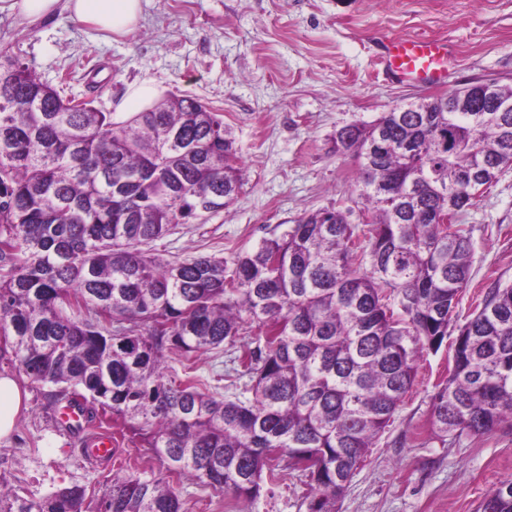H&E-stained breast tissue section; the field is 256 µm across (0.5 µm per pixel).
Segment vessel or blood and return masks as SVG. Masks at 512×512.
<instances>
[{
	"instance_id": "vessel-or-blood-1",
	"label": "vessel or blood",
	"mask_w": 512,
	"mask_h": 512,
	"mask_svg": "<svg viewBox=\"0 0 512 512\" xmlns=\"http://www.w3.org/2000/svg\"><path fill=\"white\" fill-rule=\"evenodd\" d=\"M387 67L400 80L440 84L444 81L446 47L428 39H391L386 47Z\"/></svg>"
}]
</instances>
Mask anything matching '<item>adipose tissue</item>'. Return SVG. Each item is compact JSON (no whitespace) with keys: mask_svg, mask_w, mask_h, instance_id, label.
Here are the masks:
<instances>
[{"mask_svg":"<svg viewBox=\"0 0 512 512\" xmlns=\"http://www.w3.org/2000/svg\"><path fill=\"white\" fill-rule=\"evenodd\" d=\"M9 8L33 21L63 8L78 22L116 35L132 32L141 18V0H9ZM27 399L12 375L0 373V441L12 435Z\"/></svg>","mask_w":512,"mask_h":512,"instance_id":"ef3b65f1","label":"adipose tissue"}]
</instances>
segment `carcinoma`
I'll list each match as a JSON object with an SVG mask.
<instances>
[{"label":"carcinoma","mask_w":512,"mask_h":512,"mask_svg":"<svg viewBox=\"0 0 512 512\" xmlns=\"http://www.w3.org/2000/svg\"><path fill=\"white\" fill-rule=\"evenodd\" d=\"M458 94L336 130V153L358 164L363 228L331 207L229 261H168L151 244L242 187L223 115L181 95L116 121L1 48L0 360L51 404L88 401L130 423L163 471L112 476L93 511L78 486L35 499L0 477V512H187L166 472L254 501L276 458L308 478L307 512H335L418 360L450 335L471 280V229L458 218L472 185L512 167V111H498L512 84L462 107ZM252 321L263 342L240 351ZM456 329L431 398L435 435L512 430V280H495ZM220 347L251 397L165 379L166 350ZM477 512H512V480Z\"/></svg>","instance_id":"1"}]
</instances>
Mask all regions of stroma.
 <instances>
[{"instance_id":"stroma-1","label":"stroma","mask_w":512,"mask_h":512,"mask_svg":"<svg viewBox=\"0 0 512 512\" xmlns=\"http://www.w3.org/2000/svg\"><path fill=\"white\" fill-rule=\"evenodd\" d=\"M390 38L447 42L452 57L442 86L390 77L381 46ZM57 85L111 108L132 84L152 80L166 94L190 95L223 113L236 141L244 184L237 198L202 224L176 225L154 242L173 260L252 249L268 229L323 208L364 217L355 203L356 167L333 138L354 119L372 120L388 106L443 95L463 84L512 78V0H142V19L117 36L75 21L64 10L32 22L0 10V46ZM77 58L86 68L70 70ZM472 230L470 285L459 316L481 304L497 278H512V169L501 174L462 218ZM450 346L425 353L418 373L336 504L337 512H477L499 483L512 479V430L465 435L441 443L430 425V401L448 376ZM169 378L195 377L207 391L234 398L229 354L215 349L190 358L165 353ZM27 410L9 442L0 444V478L43 498L64 486L100 498L113 475L151 465L142 439L122 419L106 417L115 454L97 463L83 451L85 432L66 430L57 408L29 388ZM273 476L253 502L173 475L170 485L188 512H307L305 476L272 461Z\"/></svg>"}]
</instances>
